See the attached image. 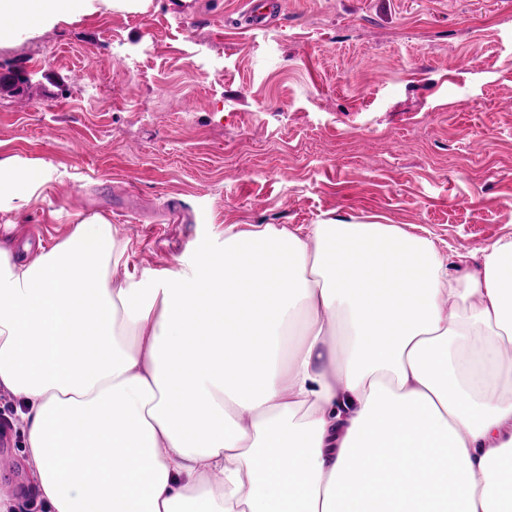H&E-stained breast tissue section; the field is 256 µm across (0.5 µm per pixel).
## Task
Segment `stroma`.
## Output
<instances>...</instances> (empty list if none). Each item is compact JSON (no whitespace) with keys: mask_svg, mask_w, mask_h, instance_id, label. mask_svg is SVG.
<instances>
[{"mask_svg":"<svg viewBox=\"0 0 512 512\" xmlns=\"http://www.w3.org/2000/svg\"><path fill=\"white\" fill-rule=\"evenodd\" d=\"M151 0L0 44V161L53 165L44 201L0 225L31 255L105 215L144 285L221 254L224 229L367 220L463 256L512 235V0ZM106 96H91L94 86ZM17 400L0 391V491H28ZM243 18L251 30H265L280 15L281 0H246Z\"/></svg>","mask_w":512,"mask_h":512,"instance_id":"35a3bbf8","label":"stroma"}]
</instances>
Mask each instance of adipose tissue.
<instances>
[{"label": "adipose tissue", "mask_w": 512, "mask_h": 512, "mask_svg": "<svg viewBox=\"0 0 512 512\" xmlns=\"http://www.w3.org/2000/svg\"><path fill=\"white\" fill-rule=\"evenodd\" d=\"M139 0H0L29 33ZM51 166L0 161L15 209ZM103 215L35 259L0 239V388L48 512H512V237L228 225L150 288Z\"/></svg>", "instance_id": "obj_1"}]
</instances>
